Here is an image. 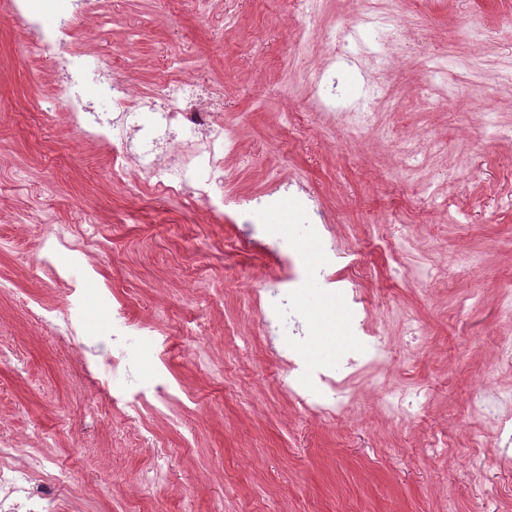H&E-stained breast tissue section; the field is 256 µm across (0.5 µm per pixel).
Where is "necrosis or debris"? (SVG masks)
I'll return each instance as SVG.
<instances>
[{"mask_svg": "<svg viewBox=\"0 0 512 512\" xmlns=\"http://www.w3.org/2000/svg\"><path fill=\"white\" fill-rule=\"evenodd\" d=\"M26 2L9 0V12L33 31L27 53L40 59L55 58L66 83L65 89L47 96L49 109L62 113L82 140L111 143L108 173L113 182L122 184L132 195L157 191L189 210L220 216L233 213L265 248L279 249V242L268 239L264 225L251 221L256 210L268 207L269 197L224 191V157L234 151L235 139L225 127L220 104L207 85L195 80H170L151 93L136 95L123 78L113 76L111 61L102 59L91 64L80 52L60 54L61 44L73 37L81 21L79 14L60 13L56 27L45 29L28 14ZM88 82L96 83L111 99V110H98L92 98L77 92V85ZM308 234L317 245L318 261L301 272L280 276L258 298L256 308L266 335L288 340L289 395L305 411L336 417L350 399L351 381L360 373L395 363L396 349L391 339L374 326L356 290L348 287L341 297L349 312L350 330L366 346L359 355L348 356L342 366L309 365L305 334L294 325L300 288L313 283L331 288V270L348 253L339 248L328 225H309ZM88 295V289H79L60 315L44 305H34L29 310L30 320L60 339L76 340L86 330ZM111 318L112 354L107 368L125 372L131 366L125 349L127 337L151 336L155 329L136 321L122 305L113 307ZM420 398V392L383 384L376 390L375 408L389 421L408 424L415 418L413 407ZM471 417L494 428L499 439L512 442V394L480 390L472 400ZM14 450L11 440L0 437V512H61V494L71 481L70 468L53 464L50 479L44 482L32 469L11 463Z\"/></svg>", "mask_w": 512, "mask_h": 512, "instance_id": "4bbe7bcc", "label": "necrosis or debris"}]
</instances>
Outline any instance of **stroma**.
Segmentation results:
<instances>
[{
    "label": "stroma",
    "mask_w": 512,
    "mask_h": 512,
    "mask_svg": "<svg viewBox=\"0 0 512 512\" xmlns=\"http://www.w3.org/2000/svg\"><path fill=\"white\" fill-rule=\"evenodd\" d=\"M375 9L396 24L390 46L353 39V59L323 67L333 36L362 31ZM84 12L77 48L114 58L136 92L200 78L223 98L236 141L226 190L304 188L352 251L354 266L337 275L396 343L397 361L356 379L338 417L298 410L282 345L255 312L257 290L281 273L277 257L260 254L241 224L158 195L133 200L112 183L111 149L41 110L58 76L27 57L29 30L0 10V278L24 294H0V344L14 356L0 363V432L19 447L17 462L71 467L63 512H512V463L469 413L478 387L512 391L499 349L512 337V0H324L316 13L303 0H84ZM476 26L490 33L479 45L466 37ZM295 29L308 33V52L292 46ZM371 75L390 92L386 136L325 123L310 89L361 109ZM489 111L501 135L483 134ZM409 139L420 149L414 181L402 174ZM18 170L49 187L58 223L111 226L83 264L60 254L57 276L32 278L48 228L36 221L42 200L16 186ZM254 220L294 259L316 257L287 205ZM422 264L447 275L415 279ZM87 274L100 290L91 328L66 346L30 322L23 300L64 310ZM114 302L177 345L165 364L130 342L135 363L118 385L160 377L177 394L133 425L85 370L112 347L104 308ZM301 304L308 329L314 311L329 312L336 350L356 349L343 308L318 285ZM410 318L422 326L415 341L404 334ZM199 350L207 366L195 363ZM376 379L426 391L415 423L376 412Z\"/></svg>",
    "instance_id": "stroma-1"
}]
</instances>
